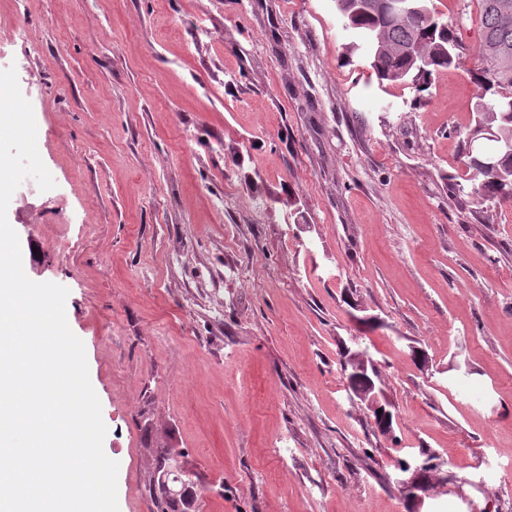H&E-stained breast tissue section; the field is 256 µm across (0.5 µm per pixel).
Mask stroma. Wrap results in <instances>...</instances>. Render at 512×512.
Here are the masks:
<instances>
[{"instance_id": "35a3bbf8", "label": "stroma", "mask_w": 512, "mask_h": 512, "mask_svg": "<svg viewBox=\"0 0 512 512\" xmlns=\"http://www.w3.org/2000/svg\"><path fill=\"white\" fill-rule=\"evenodd\" d=\"M463 46L426 91L379 86L334 0H0L55 186L7 217L71 331L118 462L153 512L179 456L198 512H512V206L471 202ZM393 413L375 433L344 348ZM350 368V370H348ZM375 362L364 350L350 348L346 349V382L348 389L357 399L360 405H365L372 410L383 408L381 401L382 392L376 388L373 379ZM360 381V384L357 382ZM421 466V465H420ZM420 466L406 474L405 478L400 481V488L404 500L410 509L421 512L419 509L423 506L425 498L430 496V486L421 479Z\"/></svg>"}]
</instances>
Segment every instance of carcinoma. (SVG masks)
Segmentation results:
<instances>
[{"label":"carcinoma","mask_w":512,"mask_h":512,"mask_svg":"<svg viewBox=\"0 0 512 512\" xmlns=\"http://www.w3.org/2000/svg\"><path fill=\"white\" fill-rule=\"evenodd\" d=\"M505 1L512 3L477 0L481 37L472 77L480 94L466 133L465 153L474 149L495 161L487 171L466 162L473 203L478 206L486 201L512 203V14H504ZM350 2L335 0L344 27L356 37L349 51L364 52L379 83L409 82L421 92L437 72L459 63L453 30L435 18L428 0H410L413 10L387 15H353ZM151 485L156 512H172L177 501L186 503L184 512L196 509L198 493L182 474H168L164 484L153 478Z\"/></svg>","instance_id":"obj_1"}]
</instances>
